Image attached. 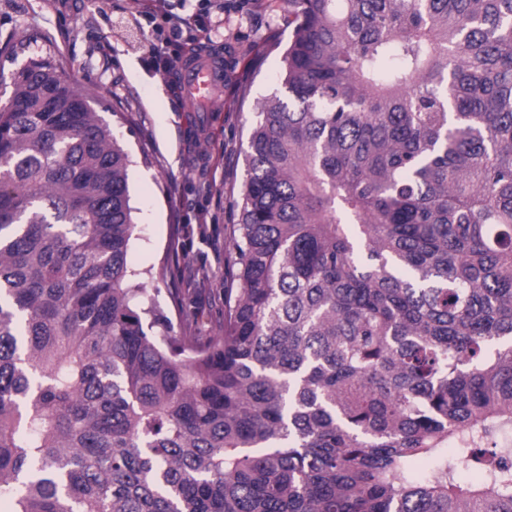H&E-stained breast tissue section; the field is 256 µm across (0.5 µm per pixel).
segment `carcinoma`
Instances as JSON below:
<instances>
[{
    "label": "carcinoma",
    "mask_w": 512,
    "mask_h": 512,
    "mask_svg": "<svg viewBox=\"0 0 512 512\" xmlns=\"http://www.w3.org/2000/svg\"><path fill=\"white\" fill-rule=\"evenodd\" d=\"M288 26L222 336L174 335L129 269L93 95L53 56L14 76L9 512H512V0H288Z\"/></svg>",
    "instance_id": "cac0c4a2"
}]
</instances>
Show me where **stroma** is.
<instances>
[{"instance_id":"35a3bbf8","label":"stroma","mask_w":512,"mask_h":512,"mask_svg":"<svg viewBox=\"0 0 512 512\" xmlns=\"http://www.w3.org/2000/svg\"><path fill=\"white\" fill-rule=\"evenodd\" d=\"M148 8L190 18L181 48L201 42L221 59L226 79L210 109L187 103L176 72L151 68ZM7 34L18 49L0 54V101L47 52L94 90L96 112L133 159L130 264L152 271L147 295L177 335H217L255 110L280 87L291 36L288 0H0Z\"/></svg>"}]
</instances>
